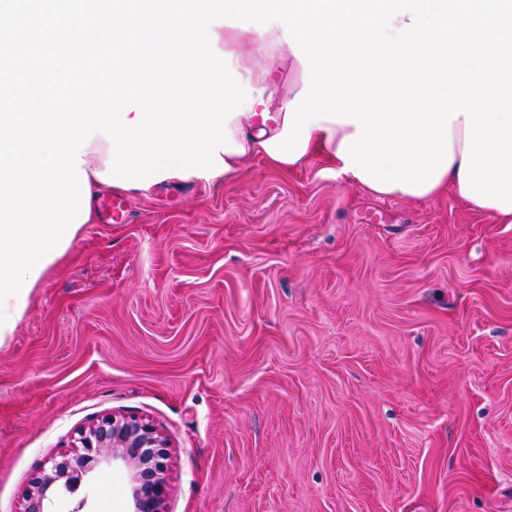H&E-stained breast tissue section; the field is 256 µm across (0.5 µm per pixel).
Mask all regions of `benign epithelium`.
I'll return each instance as SVG.
<instances>
[{
	"label": "benign epithelium",
	"mask_w": 512,
	"mask_h": 512,
	"mask_svg": "<svg viewBox=\"0 0 512 512\" xmlns=\"http://www.w3.org/2000/svg\"><path fill=\"white\" fill-rule=\"evenodd\" d=\"M80 449L49 460L36 478L23 512H51L57 493H75L84 479L102 466L123 465L130 482V512H166L167 442L149 423L135 417L105 416L78 431Z\"/></svg>",
	"instance_id": "7a95c632"
}]
</instances>
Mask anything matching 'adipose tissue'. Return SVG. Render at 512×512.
I'll use <instances>...</instances> for the list:
<instances>
[{
    "instance_id": "ef3b65f1",
    "label": "adipose tissue",
    "mask_w": 512,
    "mask_h": 512,
    "mask_svg": "<svg viewBox=\"0 0 512 512\" xmlns=\"http://www.w3.org/2000/svg\"><path fill=\"white\" fill-rule=\"evenodd\" d=\"M214 32L219 41L223 42L225 52L233 54V56L237 45L244 41L253 42L262 50L284 43L282 27L277 23L264 33L225 25L215 27ZM285 62L286 59L282 56L268 58L262 72L256 74L245 63L234 57L233 69L240 73L243 80L249 81L252 89L261 92L262 100L253 104L252 108L244 110L243 114L235 116L228 125L235 142L240 144L241 149L237 152L223 153L222 159L227 165L224 172L225 177L231 178L238 175L245 158L254 155L265 156L264 141L282 132L284 112H268L265 103L275 97L282 98L283 102H290L299 91L298 86L295 85L283 87L278 78ZM464 129L463 119L459 118L452 122V163L448 170L440 176L438 183L427 191V198L433 199L446 193L459 194V173L465 143ZM355 132L356 127L351 123H332L321 120L318 123L310 124V140L306 152L310 155L320 153L329 159H336L343 139Z\"/></svg>"
}]
</instances>
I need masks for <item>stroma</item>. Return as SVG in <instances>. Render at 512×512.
I'll use <instances>...</instances> for the list:
<instances>
[{
  "label": "stroma",
  "instance_id": "stroma-1",
  "mask_svg": "<svg viewBox=\"0 0 512 512\" xmlns=\"http://www.w3.org/2000/svg\"><path fill=\"white\" fill-rule=\"evenodd\" d=\"M122 197L0 342V512L112 414L168 440L167 512H512V224L318 155Z\"/></svg>",
  "mask_w": 512,
  "mask_h": 512
}]
</instances>
